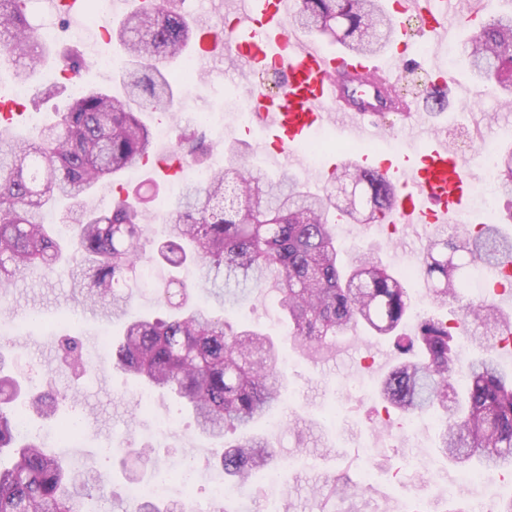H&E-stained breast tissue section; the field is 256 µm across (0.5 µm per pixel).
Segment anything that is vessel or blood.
Returning <instances> with one entry per match:
<instances>
[{
    "label": "vessel or blood",
    "mask_w": 512,
    "mask_h": 512,
    "mask_svg": "<svg viewBox=\"0 0 512 512\" xmlns=\"http://www.w3.org/2000/svg\"><path fill=\"white\" fill-rule=\"evenodd\" d=\"M294 0H227L226 12L235 19L221 31L204 29L192 51L200 62L233 58L235 64L255 70L270 66L286 83L272 97L260 83H249L245 101L253 118L266 129L283 168H296L301 149L311 133L334 119H342L348 137L371 141L379 137L378 113L390 110L387 88L397 82L396 64L379 65L366 56L325 51L304 40L288 24ZM423 8L430 38L443 41L464 20L475 17L476 7L461 0H397L395 21ZM418 164L394 163L385 154L362 155V168L388 173L399 187L389 217L422 238L434 225L455 221L469 195L472 171L467 157L450 150L437 135Z\"/></svg>",
    "instance_id": "vessel-or-blood-1"
}]
</instances>
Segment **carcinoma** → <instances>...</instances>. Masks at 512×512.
I'll return each mask as SVG.
<instances>
[{"label":"carcinoma","mask_w":512,"mask_h":512,"mask_svg":"<svg viewBox=\"0 0 512 512\" xmlns=\"http://www.w3.org/2000/svg\"><path fill=\"white\" fill-rule=\"evenodd\" d=\"M25 0H0V60L14 79L28 81L38 62L54 55L77 71L84 62L72 45L54 48L30 27ZM354 54H377L393 41L395 29L382 0H301L292 24L307 31H333ZM462 55L479 78L498 77L512 96V13L474 23ZM110 38L124 49L129 65L113 92L84 88L63 112L28 139L0 138V288L38 264L49 272L64 262L84 264L89 281L78 283L104 300L112 315L128 313L129 274L158 262L177 269L193 262L199 278L224 303L253 290L272 287L288 318L297 348L318 351L336 337L364 324L393 340L400 355L380 382L381 396L408 413L436 412L443 418L439 449L448 460L487 469L512 468V367L488 349L464 354L472 333L464 322L434 314L413 317L410 290L418 278L431 303H462L466 319L492 336L512 335V321L489 298L471 299L469 283L512 263V238L496 224H482L462 239L438 230L417 268L389 273L374 257L341 260L330 213L337 210L365 224L390 212L393 185L353 162L336 173L321 192L305 189L292 175L276 181L248 175L231 157L210 170L205 184H186L167 221V236L147 254L143 219L147 193L125 190L108 209L84 202L96 185L138 166L150 155L154 136L144 113H168L176 100L157 62L178 59L197 38L177 0L167 9L144 8L125 14ZM497 183L512 198V148L495 153ZM352 199L336 205V185ZM69 201L66 229L45 222V212ZM62 357L84 371L82 347L74 337L61 344ZM113 364L142 386L171 395L195 414L201 432L222 442L213 449L224 475L236 488L252 487V473L276 455L262 422L286 387L279 352L263 331L230 328L224 315L184 302L163 317L127 322L112 344ZM464 385L458 397L457 385ZM22 388L0 355V512H93L90 504L112 494L93 460L75 470L65 458L19 431L22 411L50 417L56 405L34 395L21 402ZM240 432L232 442L226 430ZM357 486L333 479L320 489L319 512H335L336 501Z\"/></svg>","instance_id":"cac0c4a2"}]
</instances>
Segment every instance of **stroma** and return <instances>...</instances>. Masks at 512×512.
I'll use <instances>...</instances> for the list:
<instances>
[{
	"label": "stroma",
	"mask_w": 512,
	"mask_h": 512,
	"mask_svg": "<svg viewBox=\"0 0 512 512\" xmlns=\"http://www.w3.org/2000/svg\"><path fill=\"white\" fill-rule=\"evenodd\" d=\"M27 10L33 26L63 27L66 40L83 49L88 65L77 75L78 85L108 89L118 81L119 71L101 76L93 59L108 56L120 62L124 53L94 26L49 11L43 0H27ZM406 29L408 48L398 66L397 85L415 106L418 127L436 128L454 151L473 139L493 151L512 146V111L501 109L495 81H473L464 61L445 65L438 51L420 57L418 47L429 37L419 16H410ZM442 65L449 74L467 81L470 89L464 97L449 91L453 115L449 122L423 108L429 85ZM55 77V70L46 65L32 78L31 92L21 104L25 116L21 135L33 133L34 118L64 111L67 95L42 93ZM251 80V74L229 72L220 61L203 65L191 81L192 93L181 96L174 122L190 127L198 113H211L205 128L211 167L224 166L230 146H243L254 175L270 178L279 168L267 151L263 130L254 120L237 118L246 109L244 87ZM336 238L343 257L369 252L396 273L406 268L413 250L424 247L423 242L397 238L387 225L367 226L352 219L339 221ZM189 284L191 302L223 310L231 325L247 324L274 334L286 361L288 390L275 411L281 427L271 434L279 450L274 466L284 476L278 490L281 512H318L313 489L334 478L362 486L360 495L338 502L339 512H443L451 502L465 505L480 486L490 487L499 500L512 496V480H504L494 470H483L473 482L460 484V467L448 463L438 450L442 423L435 414H418L412 431L406 416L385 412L378 387L397 362L388 337L360 326L311 359L284 336L286 316L274 292L255 291L239 304L226 306L199 288L197 278H190ZM34 312L44 319V326H27L24 334L0 336V352L12 356L13 369L24 386L52 392L59 411L78 418L81 433L75 439L66 437L52 420L36 417L32 423L43 434L46 448L76 466L94 459L108 477L114 495L98 502V512H130L132 504L124 490L135 477L158 485L169 505L187 496L202 512H213L210 491L222 474L212 458L213 441L198 431L181 405L134 385L96 351L101 326H108L114 339L123 333L122 322L104 320L112 312L111 304L90 308L82 304L70 277L47 276L32 269L0 294V323L25 322ZM66 323L79 326L86 373L79 375L60 366L58 344ZM141 447L150 450L154 470L136 472L126 464L128 449ZM185 462L202 474L189 490L175 478Z\"/></svg>",
	"instance_id": "1"
}]
</instances>
